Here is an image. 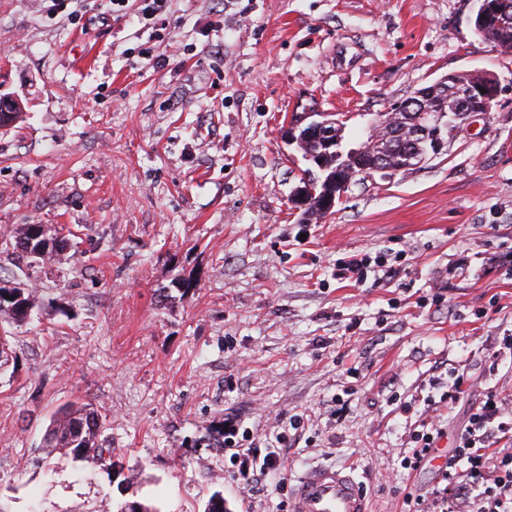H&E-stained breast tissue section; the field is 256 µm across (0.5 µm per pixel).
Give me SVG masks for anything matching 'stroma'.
I'll return each instance as SVG.
<instances>
[{"label":"stroma","instance_id":"obj_1","mask_svg":"<svg viewBox=\"0 0 512 512\" xmlns=\"http://www.w3.org/2000/svg\"><path fill=\"white\" fill-rule=\"evenodd\" d=\"M477 0H173L167 32L112 19L109 0H0V97L25 105L0 130V279L38 306L0 320V512H101L137 498L159 512H289L274 480L238 487L214 427L264 440L307 418L284 477L354 469L372 512L441 488L440 458L487 391L512 406V48L473 31ZM153 47L165 66L145 60ZM493 74L491 112L453 129L415 169L350 186L304 224L291 197L305 163L284 141L302 112L336 114L364 141L390 103L448 74ZM23 224L70 236L29 264L5 242ZM401 252L382 283L336 278L360 250ZM195 281L189 294L172 284ZM441 301H430L432 293ZM358 368L350 377L349 368ZM460 370L441 407L438 460L399 453L428 381ZM106 414L114 471L45 457L55 413ZM450 376L452 381L448 384V389L441 393L440 400L438 402L434 400V405L446 403V406L449 407V405L452 406L464 398L466 390L463 389V386L467 381V376H465L464 372L459 373V370L452 372Z\"/></svg>","mask_w":512,"mask_h":512}]
</instances>
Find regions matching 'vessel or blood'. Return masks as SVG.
<instances>
[{"label":"vessel or blood","mask_w":512,"mask_h":512,"mask_svg":"<svg viewBox=\"0 0 512 512\" xmlns=\"http://www.w3.org/2000/svg\"><path fill=\"white\" fill-rule=\"evenodd\" d=\"M291 512H369L367 492L354 472L346 468L316 466L295 481Z\"/></svg>","instance_id":"vessel-or-blood-1"}]
</instances>
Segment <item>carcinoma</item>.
<instances>
[{
  "label": "carcinoma",
  "mask_w": 512,
  "mask_h": 512,
  "mask_svg": "<svg viewBox=\"0 0 512 512\" xmlns=\"http://www.w3.org/2000/svg\"><path fill=\"white\" fill-rule=\"evenodd\" d=\"M476 33L484 40L500 47L512 48V11L508 21L489 27L474 25ZM417 106L397 112V121L390 131L377 141L364 145L363 168L339 167L336 156L322 143L304 140L298 146L302 156L318 157L322 169L317 175L303 181V189L311 193L310 202L304 208V215L323 217L327 211L318 205V199L333 196L341 199L349 186L370 176V170L383 158H389L393 165L400 158L402 144L410 141L415 127L413 113ZM69 242L59 229L52 224H23L16 229L14 248L19 249L33 263L43 262L68 248ZM36 307L35 291L29 287L23 289V299L6 298L0 293V316L13 322L27 319ZM106 415L101 407L92 402L76 401L64 407L51 420L46 432L44 452L50 457H72L80 461H91L106 467H114L112 449L102 447L98 434Z\"/></svg>",
  "instance_id": "obj_1"
}]
</instances>
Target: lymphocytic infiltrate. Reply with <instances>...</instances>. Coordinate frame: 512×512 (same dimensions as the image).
Returning <instances> with one entry per match:
<instances>
[{
  "label": "lymphocytic infiltrate",
  "mask_w": 512,
  "mask_h": 512,
  "mask_svg": "<svg viewBox=\"0 0 512 512\" xmlns=\"http://www.w3.org/2000/svg\"><path fill=\"white\" fill-rule=\"evenodd\" d=\"M396 273L386 256L360 251L336 261V277L357 284L367 279L383 281ZM289 428L276 432L273 448L262 451L249 430L229 426L224 448L233 462L231 478L249 489L258 488L272 472L283 468L293 441L289 430L303 427L301 416L288 419ZM442 431L435 419H423L407 442L400 466L411 472L436 448ZM512 439V409L505 407L496 392H487L473 408L468 423L458 436L442 473L444 487L433 500L406 495L404 512H512V450L495 448L496 437Z\"/></svg>",
  "instance_id": "f902f5d3"
}]
</instances>
